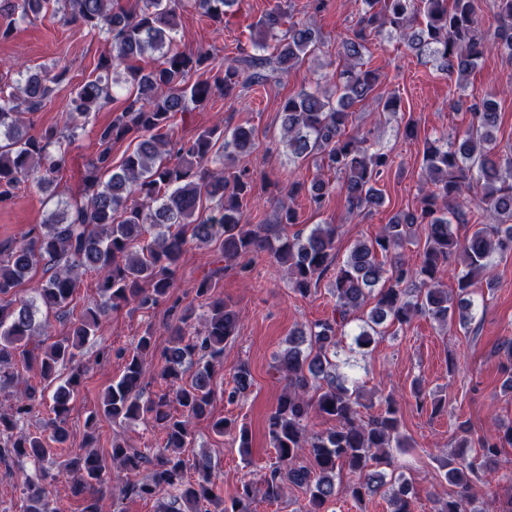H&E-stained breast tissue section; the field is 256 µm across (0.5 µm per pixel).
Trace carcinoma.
Masks as SVG:
<instances>
[{
  "label": "carcinoma",
  "instance_id": "obj_1",
  "mask_svg": "<svg viewBox=\"0 0 512 512\" xmlns=\"http://www.w3.org/2000/svg\"><path fill=\"white\" fill-rule=\"evenodd\" d=\"M127 8L120 0H0V13L22 21L51 14L91 31L103 32L112 51L99 58L97 75L77 85L62 115L66 132L47 127L28 132L25 116L40 111L55 87L65 79L64 67L19 74L15 90L0 89V203L13 196L25 180L50 185L66 165L69 149L90 114L114 100V89L125 90L123 110L98 130L100 150L88 164L86 186L77 198L62 200L44 223L20 241L0 243V392L9 390L8 405L0 407V465L12 470L29 460L41 465L34 480L24 476L23 512H57L44 481L68 479L71 496L82 502L80 512H99L93 490L113 484L121 496L154 500L158 512H249L256 488L251 482L231 500H224L212 478L210 462L190 461L191 421L210 414L211 374L224 357V346L237 335L238 313L214 296L216 275L230 268L242 271L255 260L268 258L288 275L302 297L316 290L333 272L329 293L336 315L305 325L288 336L272 369L285 381L268 431L275 462L261 478L263 497L279 499L289 484L307 495L305 512H326L338 495L362 501L379 492L390 512H414L415 490L405 478L386 480L393 452L406 447L401 419L392 398L365 416L367 407L357 380L341 372L338 357L346 328L357 323L351 345L365 349L388 325H408L425 316L439 326L467 327L475 318L469 295L478 279L489 273L496 253L512 252V154L497 151L493 130L496 103L489 97L470 106L462 138L442 135L426 144L421 180L428 193L423 205L404 212L373 238L355 242L346 258L335 264L334 224H316L309 231H291L299 223L291 202L299 194L321 210L336 190L330 180L290 181L280 188L275 224H249L248 198L254 190L252 173L237 165L255 145V130L215 125L185 139L171 131L176 116L207 106L215 96L233 99L243 93L278 85L288 71L320 50V36L311 25L288 18L297 4H274L250 25L248 45L237 55L217 60L208 50H181L175 44L179 10L184 0H141ZM358 19L343 39L342 66L331 88L316 84L284 99L282 139L293 161L310 157L319 167L342 175L341 190L351 212L364 215L380 204L377 185L394 160L369 139L371 131L350 134L346 128L356 103L373 102L379 112L396 114L400 99L376 93L379 75L360 63L375 38L397 37L419 56L438 61V70L463 80L492 49L512 61V0H494L503 21L490 41L478 35L474 0H357ZM237 0H192V5L221 24ZM149 55L157 64L146 71L138 61ZM196 81H191L193 75ZM135 145L120 164H112V145ZM474 190L477 211L492 224H474L459 238L452 220L462 214L463 186ZM424 236L419 262L405 258V245ZM213 248L211 270L196 295L206 301L202 329L189 334L185 326L196 318L195 308L171 300L174 277L189 241ZM45 277L30 298L17 297L18 288L37 268ZM455 270L457 288L442 285L446 270ZM97 277L99 302L75 317L71 311L79 274ZM69 321V334L40 354L28 349L31 336L45 329L36 320L37 304ZM167 305L171 322L163 351L160 379L171 391L157 398L145 395L144 367L156 351L154 333L146 330L125 356L120 377L107 388L95 420L151 419L162 431L161 447L152 452L112 441L116 472L107 471L93 450L51 455L50 443L67 440L66 423L83 371L76 365L87 342L100 331L109 311L133 305L150 310ZM501 369L512 392V337L504 338ZM70 367L64 383L46 390ZM34 372V380L19 384V369ZM234 385L224 391L235 402L250 387V371L236 367ZM49 406L44 430L21 427L43 406ZM334 425L312 428L316 416ZM219 435H232L243 453L250 448L249 431L231 418L213 422ZM455 451L443 460L445 478L453 486L446 498L433 500L432 512H482L470 495L480 472L494 467L501 449L512 447V424L500 425L470 452L467 422L455 428ZM149 470L143 481L121 474ZM346 469L352 480L342 486L337 473ZM194 476H189V473Z\"/></svg>",
  "mask_w": 512,
  "mask_h": 512
}]
</instances>
